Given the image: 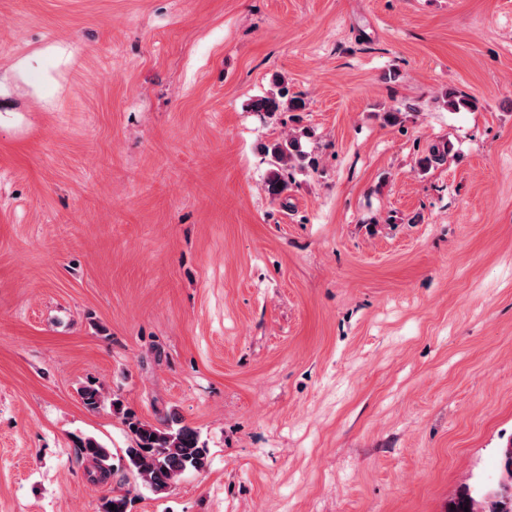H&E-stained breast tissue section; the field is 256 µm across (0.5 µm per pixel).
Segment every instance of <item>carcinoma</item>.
<instances>
[{"mask_svg": "<svg viewBox=\"0 0 512 512\" xmlns=\"http://www.w3.org/2000/svg\"><path fill=\"white\" fill-rule=\"evenodd\" d=\"M253 112L273 115L283 110L296 112L303 103L296 97H288V89L278 86L277 92L259 96L248 104ZM270 156L272 169L267 186L269 193L279 196L288 188L289 170L312 167L314 160L302 151L296 139L274 140L262 146ZM125 423L133 437L132 445L125 449L124 475L119 488L102 504L103 512H128L129 491L122 490L127 476L140 480L141 484L155 493L163 492L175 484L185 473L202 471L208 465V454L199 432L184 424L172 414L159 426L144 423L132 413H123ZM76 447L81 456L96 462H105L109 450L92 437H79ZM116 510H110V505ZM512 512V456L501 454V478L496 486L475 495L465 488L452 501L448 512Z\"/></svg>", "mask_w": 512, "mask_h": 512, "instance_id": "carcinoma-1", "label": "carcinoma"}]
</instances>
